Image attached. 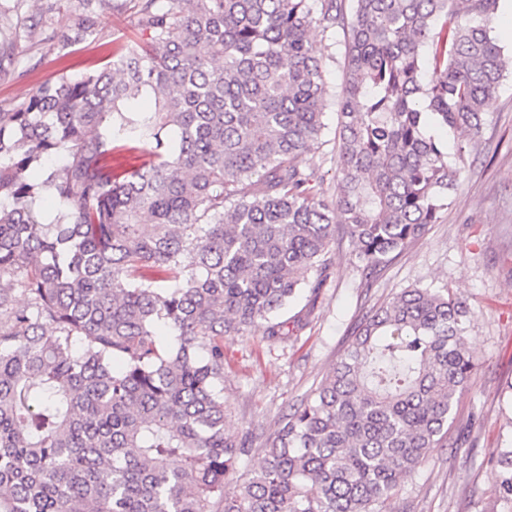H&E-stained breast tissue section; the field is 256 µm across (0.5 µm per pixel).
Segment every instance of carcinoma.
<instances>
[{
    "mask_svg": "<svg viewBox=\"0 0 512 512\" xmlns=\"http://www.w3.org/2000/svg\"><path fill=\"white\" fill-rule=\"evenodd\" d=\"M105 2L65 29L51 5L0 12V74L44 43L68 56ZM312 2L138 0L144 45L0 112V512H382L448 436L474 312L412 286L224 496L248 447L224 430V338L288 339L279 314L324 287L338 229L367 279L424 236L503 77L499 0ZM315 25L346 37L330 200L303 166L325 128ZM496 462L512 500V448Z\"/></svg>",
    "mask_w": 512,
    "mask_h": 512,
    "instance_id": "carcinoma-1",
    "label": "carcinoma"
}]
</instances>
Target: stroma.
<instances>
[{
    "mask_svg": "<svg viewBox=\"0 0 512 512\" xmlns=\"http://www.w3.org/2000/svg\"><path fill=\"white\" fill-rule=\"evenodd\" d=\"M503 50V79L486 107L482 136L468 159L462 184L448 208L379 275L365 279L350 237L340 239L331 277L317 299L301 295L287 319L303 326L288 341L268 340L263 327L224 340V420L229 434L249 446L224 478V493H241L264 459V445L287 414L310 397L353 339L357 325L409 286H448L467 298L476 317L470 350L477 367L455 396L448 439L401 484L385 512H512L499 495L494 449L512 443V0H501L489 24ZM323 53L328 97L322 140L306 155L318 189L336 185V112L341 94L345 36L314 27ZM134 9L104 11L97 30L76 45L70 74L106 64V50L141 43ZM24 76L0 80V109H11L55 79L60 66L52 46Z\"/></svg>",
    "mask_w": 512,
    "mask_h": 512,
    "instance_id": "35a3bbf8",
    "label": "stroma"
}]
</instances>
